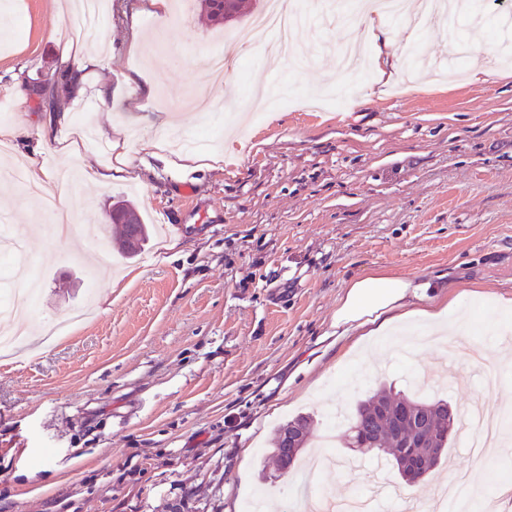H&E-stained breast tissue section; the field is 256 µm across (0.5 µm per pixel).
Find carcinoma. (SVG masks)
Here are the masks:
<instances>
[{"label":"carcinoma","mask_w":512,"mask_h":512,"mask_svg":"<svg viewBox=\"0 0 512 512\" xmlns=\"http://www.w3.org/2000/svg\"><path fill=\"white\" fill-rule=\"evenodd\" d=\"M134 208L121 200L112 206V223L120 226L125 235L130 226L122 223L126 212ZM347 444L358 451H378L379 457L392 466H398L397 439H412L425 452L429 448L449 447L457 433L459 414L444 400L428 401L419 397L392 394L381 387L368 400L358 404L346 418ZM313 417L298 415L289 423L280 425L276 432L275 449L271 457L279 461L277 450L284 447V431L288 424H297L303 432V447L311 445Z\"/></svg>","instance_id":"obj_1"}]
</instances>
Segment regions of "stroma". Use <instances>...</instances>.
Listing matches in <instances>:
<instances>
[{
  "label": "stroma",
  "mask_w": 512,
  "mask_h": 512,
  "mask_svg": "<svg viewBox=\"0 0 512 512\" xmlns=\"http://www.w3.org/2000/svg\"><path fill=\"white\" fill-rule=\"evenodd\" d=\"M170 3L162 17L149 0H112L107 45L72 31L56 0H0V27L12 31L0 47V128L26 127L0 168L23 154L51 177L69 164L104 169L116 138L133 165L65 197L86 239L25 238L35 204L0 201V222L15 230L0 250H20L41 282L22 319L26 349L0 359V512H243L260 489L267 512H283L302 487L341 498L360 481L336 466L279 474L269 454L293 417L312 415L318 442L327 410L354 408L383 385L461 410L496 398L469 358L411 348L431 331L416 315L370 337L361 357L358 331L337 330L334 315L351 279L377 273L427 284L412 309L446 303L445 322L466 320L467 343L512 342V62L471 56L456 76L447 28L405 15L387 19L388 33L424 61L375 88L338 71L347 31L332 16L297 28L298 69L267 70L258 48L227 57L228 84L209 86L210 109L198 112L186 101L199 59L239 25H213L198 0ZM134 22L143 47L133 53ZM70 49L122 56L111 95H97L90 70L80 96L62 84L40 92ZM488 63L495 77L476 79ZM352 82L345 106L325 99ZM54 101L91 121V139L73 151L42 139ZM163 133L174 144L161 157L137 153ZM217 150L222 168L182 165ZM121 199L155 227L139 259L117 245L109 211ZM89 299L92 320L46 342ZM328 453L379 468L388 494L377 512H403L398 472L352 454L345 426ZM471 463L456 439L410 489L431 502ZM510 482L512 454L492 458L471 512H487Z\"/></svg>",
  "instance_id": "stroma-1"
}]
</instances>
